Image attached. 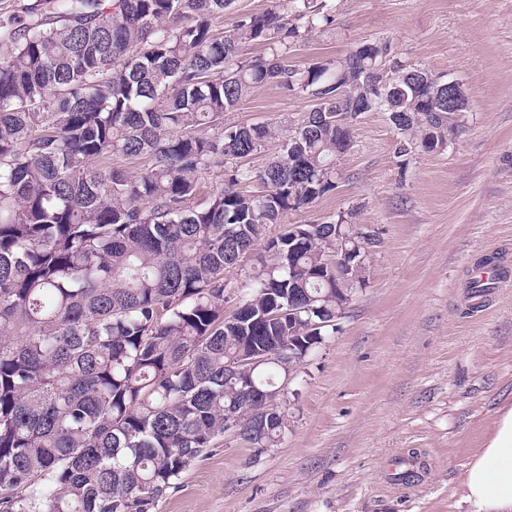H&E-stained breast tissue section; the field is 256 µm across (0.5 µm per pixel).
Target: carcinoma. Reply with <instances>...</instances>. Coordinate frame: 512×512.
Here are the masks:
<instances>
[{"mask_svg": "<svg viewBox=\"0 0 512 512\" xmlns=\"http://www.w3.org/2000/svg\"><path fill=\"white\" fill-rule=\"evenodd\" d=\"M231 2L28 0L0 20V512H152L229 417L277 446L285 413L262 415L252 391L279 389L278 351L314 350L336 325L315 335L307 319H332L364 282L329 263L352 212L297 238L269 227L336 190L360 113L393 115L401 157L463 130L437 75L387 64L376 41L289 64L331 25L326 0L219 32ZM248 43L266 55L244 57ZM267 85L310 98V122L224 124ZM272 140L281 152L250 166ZM207 171L220 183L206 192ZM258 246L226 315L224 272ZM290 300L311 312L278 315Z\"/></svg>", "mask_w": 512, "mask_h": 512, "instance_id": "carcinoma-1", "label": "carcinoma"}]
</instances>
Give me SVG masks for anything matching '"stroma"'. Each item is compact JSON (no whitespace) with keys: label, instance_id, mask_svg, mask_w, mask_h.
Listing matches in <instances>:
<instances>
[{"label":"stroma","instance_id":"obj_1","mask_svg":"<svg viewBox=\"0 0 512 512\" xmlns=\"http://www.w3.org/2000/svg\"><path fill=\"white\" fill-rule=\"evenodd\" d=\"M328 2L331 26L296 46L292 64L385 43L388 60L462 83L465 129L405 159L386 113L354 122L336 190L283 224L355 209L376 238L366 285L290 384L280 443L225 434L153 512H466L463 466L512 402V0ZM310 108L266 86L224 121L291 127ZM490 256L509 274L472 303L466 284ZM411 452L425 467L402 485L386 468Z\"/></svg>","mask_w":512,"mask_h":512}]
</instances>
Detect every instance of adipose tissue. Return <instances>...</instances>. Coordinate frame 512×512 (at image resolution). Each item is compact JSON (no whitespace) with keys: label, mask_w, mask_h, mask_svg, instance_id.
Returning a JSON list of instances; mask_svg holds the SVG:
<instances>
[{"label":"adipose tissue","mask_w":512,"mask_h":512,"mask_svg":"<svg viewBox=\"0 0 512 512\" xmlns=\"http://www.w3.org/2000/svg\"><path fill=\"white\" fill-rule=\"evenodd\" d=\"M461 500L468 512H512V403H502L464 466Z\"/></svg>","instance_id":"obj_1"}]
</instances>
